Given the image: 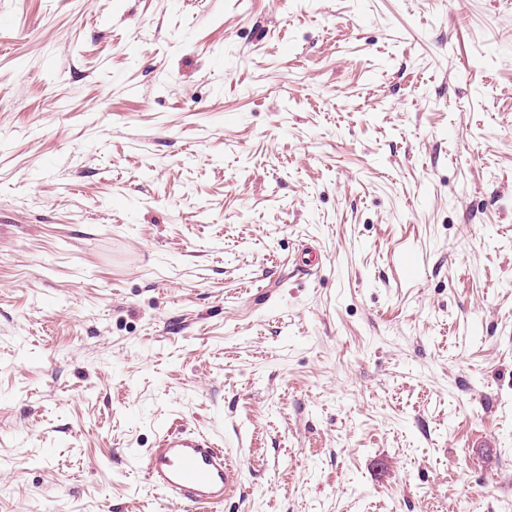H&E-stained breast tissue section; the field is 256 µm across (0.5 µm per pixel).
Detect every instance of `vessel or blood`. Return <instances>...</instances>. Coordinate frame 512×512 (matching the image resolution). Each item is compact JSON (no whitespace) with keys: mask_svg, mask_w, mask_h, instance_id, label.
I'll use <instances>...</instances> for the list:
<instances>
[{"mask_svg":"<svg viewBox=\"0 0 512 512\" xmlns=\"http://www.w3.org/2000/svg\"><path fill=\"white\" fill-rule=\"evenodd\" d=\"M150 483L189 512L223 503L232 486V468L223 449L202 432L163 433L146 455Z\"/></svg>","mask_w":512,"mask_h":512,"instance_id":"obj_1","label":"vessel or blood"}]
</instances>
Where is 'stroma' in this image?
I'll use <instances>...</instances> for the list:
<instances>
[{
  "label": "stroma",
  "instance_id": "35a3bbf8",
  "mask_svg": "<svg viewBox=\"0 0 512 512\" xmlns=\"http://www.w3.org/2000/svg\"><path fill=\"white\" fill-rule=\"evenodd\" d=\"M166 429L512 512V0H0V512H186Z\"/></svg>",
  "mask_w": 512,
  "mask_h": 512
}]
</instances>
